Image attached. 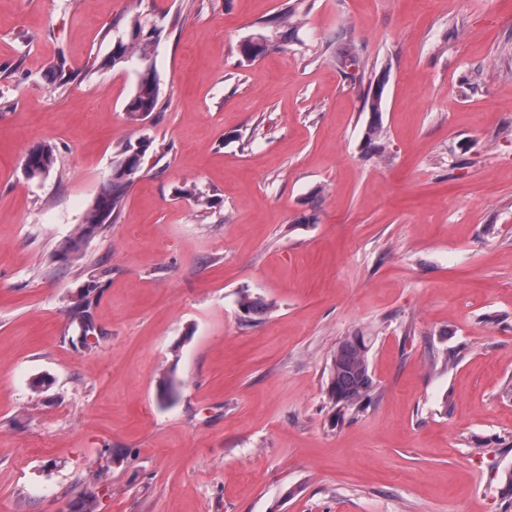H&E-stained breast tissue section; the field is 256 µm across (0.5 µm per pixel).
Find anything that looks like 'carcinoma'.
<instances>
[{"mask_svg":"<svg viewBox=\"0 0 512 512\" xmlns=\"http://www.w3.org/2000/svg\"><path fill=\"white\" fill-rule=\"evenodd\" d=\"M162 26L152 19L150 14L137 12L125 23L124 34L113 44L106 64L115 68H124L134 60L140 64L151 61V50L158 43ZM268 50V41L262 34L257 39L239 45L242 59L251 62L264 55ZM336 66L344 76L352 81L363 80L366 65L360 58L342 54L336 56ZM382 85L376 84L375 90L367 91L363 109L371 112V121L366 131L368 147L381 154L382 130L380 125ZM160 86L156 76L146 77L137 83L133 95L125 105L127 117L132 122L142 120V115L152 114L158 109ZM152 141L141 137L136 142L128 141L119 150V159L112 168L110 177L89 208L84 224L80 225L75 236L68 242L65 258L75 261L80 257L82 244L92 237L98 229L115 224L122 212V203L131 184V175L141 169ZM53 165V148L43 146L30 151L24 159V169L30 177L46 176ZM239 304L245 315H261L266 304L258 297L243 292ZM68 317L82 336L84 344L99 340L102 335L93 314V303L89 296L71 307ZM371 338L362 331L345 337L336 347L329 373L328 397L336 415L344 417L369 396L374 386L369 368ZM179 382L175 372L167 371L159 383V399L162 403H173L178 396Z\"/></svg>","mask_w":512,"mask_h":512,"instance_id":"cac0c4a2","label":"carcinoma"}]
</instances>
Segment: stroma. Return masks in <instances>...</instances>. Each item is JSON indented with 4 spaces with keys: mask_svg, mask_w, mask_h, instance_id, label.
I'll return each mask as SVG.
<instances>
[{
    "mask_svg": "<svg viewBox=\"0 0 512 512\" xmlns=\"http://www.w3.org/2000/svg\"><path fill=\"white\" fill-rule=\"evenodd\" d=\"M137 10L164 31L134 124L106 60ZM341 51L386 74L384 156ZM141 136L119 221L64 260ZM358 329L374 389L340 422ZM510 386L512 0H0V512H512ZM159 101L160 86L154 71L153 76L145 77L141 82L137 83L135 91L127 101L124 109L130 121L139 122L143 121V114L146 119L147 114L150 115L158 109ZM53 148L43 146L30 151L24 159V169L29 177L46 176L53 165ZM92 306V300L86 294L80 303L71 307L68 314L71 324L78 328L79 335L86 345L90 344V340H95L96 343L102 334L96 324ZM371 338L363 331L346 336L336 347L329 373L328 397L343 418L369 396L374 386L369 368Z\"/></svg>",
    "mask_w": 512,
    "mask_h": 512,
    "instance_id": "1",
    "label": "stroma"
}]
</instances>
